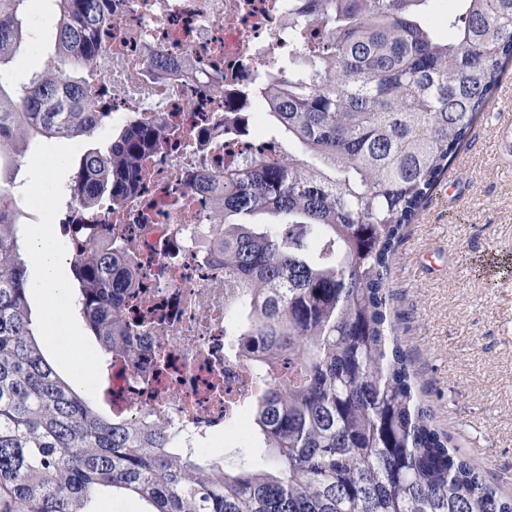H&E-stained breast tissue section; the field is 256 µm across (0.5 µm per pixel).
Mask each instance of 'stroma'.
I'll return each instance as SVG.
<instances>
[{"label": "stroma", "instance_id": "1", "mask_svg": "<svg viewBox=\"0 0 512 512\" xmlns=\"http://www.w3.org/2000/svg\"><path fill=\"white\" fill-rule=\"evenodd\" d=\"M53 0H30L29 48L0 68L20 83L39 69L54 44ZM488 119L478 122L454 164L456 188L440 184L397 249L391 286L403 318L398 333L417 373L419 398L463 456L490 482L512 494V162L497 161L500 121L512 119V63L508 64ZM118 127L91 137L41 142L12 174L26 191L25 212L36 200L64 205V191L82 154L105 149ZM63 329L41 333L61 375L80 392L94 394L96 372L75 378L63 351L73 338L92 361L103 352L77 309L67 307ZM226 469L264 462L253 432L241 430L222 449Z\"/></svg>", "mask_w": 512, "mask_h": 512}]
</instances>
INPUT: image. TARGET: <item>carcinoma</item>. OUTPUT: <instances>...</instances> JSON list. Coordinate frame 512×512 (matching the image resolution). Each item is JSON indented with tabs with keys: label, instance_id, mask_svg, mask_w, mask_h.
Listing matches in <instances>:
<instances>
[{
	"label": "carcinoma",
	"instance_id": "cac0c4a2",
	"mask_svg": "<svg viewBox=\"0 0 512 512\" xmlns=\"http://www.w3.org/2000/svg\"><path fill=\"white\" fill-rule=\"evenodd\" d=\"M0 0V67L26 47L22 6ZM112 0H54L55 52L20 85L0 74V512H94L106 492L145 512H512V496L439 431L398 335L393 260L404 229L469 139L512 61V0H294L288 42L312 54L248 90L288 151L226 166L213 195L224 279L241 298L243 368L270 388L251 422L271 458L228 471L166 428L117 419L54 367L33 327L23 210L7 200L42 140L91 136L105 96L83 72ZM149 125L85 152L72 199L129 188ZM125 246L73 260L75 306L106 358L131 354Z\"/></svg>",
	"mask_w": 512,
	"mask_h": 512
}]
</instances>
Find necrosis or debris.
Listing matches in <instances>:
<instances>
[{
    "label": "necrosis or debris",
    "instance_id": "1",
    "mask_svg": "<svg viewBox=\"0 0 512 512\" xmlns=\"http://www.w3.org/2000/svg\"><path fill=\"white\" fill-rule=\"evenodd\" d=\"M112 17L86 76L106 91L113 119L163 135L130 192L92 210L72 206L59 230L73 255L80 239L124 238L136 273L131 303L144 325L130 338L134 357L114 358L129 392L112 404L114 368L105 369L100 404L168 427L179 448H210L261 387L232 352L238 302L224 293L210 198L198 182L280 149L267 135L266 101L242 92L287 62L288 0H112ZM157 55L168 67L161 78L149 65Z\"/></svg>",
    "mask_w": 512,
    "mask_h": 512
}]
</instances>
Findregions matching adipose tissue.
Segmentation results:
<instances>
[{
	"label": "adipose tissue",
	"instance_id": "obj_1",
	"mask_svg": "<svg viewBox=\"0 0 512 512\" xmlns=\"http://www.w3.org/2000/svg\"><path fill=\"white\" fill-rule=\"evenodd\" d=\"M27 246L35 269L34 291L47 309L56 310L58 302L69 295L70 285L64 275L65 258L53 226L36 224L29 227Z\"/></svg>",
	"mask_w": 512,
	"mask_h": 512
}]
</instances>
